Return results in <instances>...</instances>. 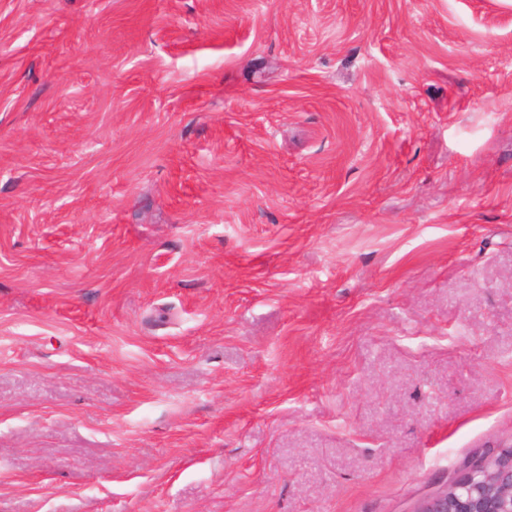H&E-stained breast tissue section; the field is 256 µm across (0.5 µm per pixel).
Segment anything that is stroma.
I'll return each instance as SVG.
<instances>
[{
  "mask_svg": "<svg viewBox=\"0 0 512 512\" xmlns=\"http://www.w3.org/2000/svg\"><path fill=\"white\" fill-rule=\"evenodd\" d=\"M512 445V0H0V512H414Z\"/></svg>",
  "mask_w": 512,
  "mask_h": 512,
  "instance_id": "35a3bbf8",
  "label": "stroma"
}]
</instances>
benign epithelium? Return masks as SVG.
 Instances as JSON below:
<instances>
[{
    "label": "benign epithelium",
    "mask_w": 512,
    "mask_h": 512,
    "mask_svg": "<svg viewBox=\"0 0 512 512\" xmlns=\"http://www.w3.org/2000/svg\"><path fill=\"white\" fill-rule=\"evenodd\" d=\"M414 512H512V452L470 466Z\"/></svg>",
    "instance_id": "1"
}]
</instances>
